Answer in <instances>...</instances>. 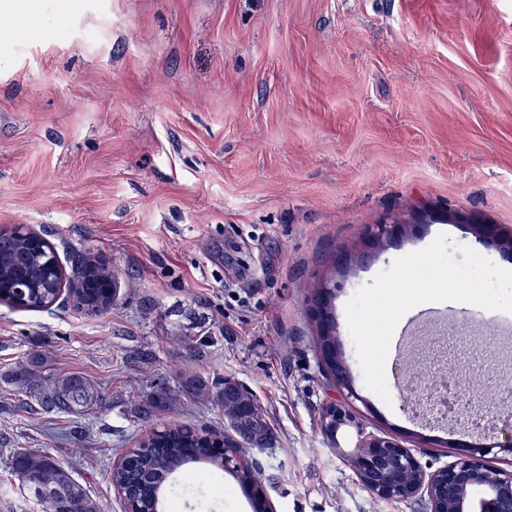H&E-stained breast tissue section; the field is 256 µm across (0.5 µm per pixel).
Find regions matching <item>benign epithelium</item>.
Masks as SVG:
<instances>
[{
  "label": "benign epithelium",
  "mask_w": 512,
  "mask_h": 512,
  "mask_svg": "<svg viewBox=\"0 0 512 512\" xmlns=\"http://www.w3.org/2000/svg\"><path fill=\"white\" fill-rule=\"evenodd\" d=\"M398 224H373L367 235L381 241L396 234ZM54 286L61 289H80L93 279L98 287L116 289L115 281L106 273H76L67 275L60 264L49 268ZM33 276L22 274L20 278L8 280L0 274V303H4L5 288H35ZM338 389L347 390V395L327 406L324 427L327 437L339 444L337 434L341 429L354 430L357 443L349 455L350 463L361 483L376 497L385 500L416 499L425 503L428 512H512V470H505L489 463L488 456L496 451L512 453V419L502 420L494 432V442H478L467 446L456 459L436 470L425 469L411 449L398 441L380 435H363L356 414L350 409L348 399L353 397L352 387L336 382ZM446 413L468 425L478 424L483 418L482 406L467 394L448 391L440 399ZM219 441L212 449L213 461L226 469L238 468L242 447ZM246 488L252 491L255 512H269L267 498L258 481L249 474H240Z\"/></svg>",
  "instance_id": "benign-epithelium-1"
}]
</instances>
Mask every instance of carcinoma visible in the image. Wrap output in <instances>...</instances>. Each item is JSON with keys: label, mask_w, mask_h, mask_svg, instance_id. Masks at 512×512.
Here are the masks:
<instances>
[{"label": "carcinoma", "mask_w": 512, "mask_h": 512, "mask_svg": "<svg viewBox=\"0 0 512 512\" xmlns=\"http://www.w3.org/2000/svg\"><path fill=\"white\" fill-rule=\"evenodd\" d=\"M37 253L29 251L27 243L13 234L0 235V271L14 265L36 264ZM24 309L39 310L54 306L61 299L55 288H25L19 291ZM76 307L88 316L112 308V298H103L96 288H84L75 294ZM45 355L34 352L28 357L19 373V383L37 392L43 403L51 408L70 410L86 406L93 401L91 386L73 374H61L37 384ZM228 424L243 434V426L236 422L258 407L253 394L241 385L227 381L218 394ZM206 436L185 425L163 430L149 429L141 438L138 448L124 466L112 472L111 480L128 491L141 503H151V490L160 485L168 490L170 478L185 474L184 486L196 485V476L181 466V449L189 447L188 441H198ZM12 469L22 485L41 503L43 512H102L94 500L76 481L70 471L49 453L38 450H20L12 458Z\"/></svg>", "instance_id": "carcinoma-1"}]
</instances>
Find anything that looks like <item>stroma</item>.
I'll use <instances>...</instances> for the list:
<instances>
[{"label":"stroma","instance_id":"1","mask_svg":"<svg viewBox=\"0 0 512 512\" xmlns=\"http://www.w3.org/2000/svg\"><path fill=\"white\" fill-rule=\"evenodd\" d=\"M2 30L22 36L0 49V226L46 233L69 271L101 255L118 296L95 317L0 304V512H41L9 466L26 448L124 512L113 462L148 427L224 430L213 396L228 380L272 429V449L245 458L274 512H426L370 494L347 460L355 433H323L339 394L312 307L331 291L365 432L433 469L482 438L405 408L397 387L387 403L370 391L345 305L441 234L512 270V0H29L0 8ZM382 222L403 230L367 239ZM486 317L451 306L387 370L459 377L493 418L511 415L498 393L512 335ZM35 350L99 399L42 406L17 380ZM191 469L203 480L175 478L174 512H252L233 472Z\"/></svg>","mask_w":512,"mask_h":512}]
</instances>
